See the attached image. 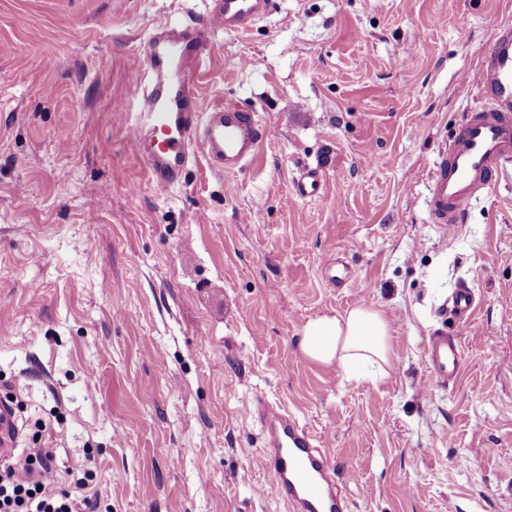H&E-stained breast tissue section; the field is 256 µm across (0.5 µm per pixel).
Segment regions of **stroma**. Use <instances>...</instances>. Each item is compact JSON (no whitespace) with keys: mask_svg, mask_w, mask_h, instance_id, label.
Wrapping results in <instances>:
<instances>
[{"mask_svg":"<svg viewBox=\"0 0 512 512\" xmlns=\"http://www.w3.org/2000/svg\"><path fill=\"white\" fill-rule=\"evenodd\" d=\"M212 0H0V399L15 459L57 480L90 458L112 512H289L265 491L260 393L325 448L349 512H512V162L466 223L427 177L480 100L512 0H275L207 50L203 109L266 127L232 174L204 156L165 195L128 136L131 61ZM126 99L123 111L113 102ZM319 168L321 200L299 198ZM348 279L329 282L325 255ZM477 308L450 309L461 286ZM367 305L393 328L384 380L305 359L306 323ZM464 365L427 388L426 342ZM293 184L296 194L301 198L322 199L328 193L326 180L315 169L300 171ZM18 436L17 426L10 404L1 401L0 405V455L1 458L12 454Z\"/></svg>","mask_w":512,"mask_h":512,"instance_id":"1","label":"stroma"}]
</instances>
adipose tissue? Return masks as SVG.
I'll use <instances>...</instances> for the list:
<instances>
[{
  "instance_id": "adipose-tissue-1",
  "label": "adipose tissue",
  "mask_w": 512,
  "mask_h": 512,
  "mask_svg": "<svg viewBox=\"0 0 512 512\" xmlns=\"http://www.w3.org/2000/svg\"><path fill=\"white\" fill-rule=\"evenodd\" d=\"M392 340V327L385 315L360 305L342 315L310 320L298 345L301 354L312 362L335 365L346 373L358 365L370 364L384 378L393 363Z\"/></svg>"
}]
</instances>
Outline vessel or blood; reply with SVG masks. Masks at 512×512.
<instances>
[{
  "instance_id": "vessel-or-blood-1",
  "label": "vessel or blood",
  "mask_w": 512,
  "mask_h": 512,
  "mask_svg": "<svg viewBox=\"0 0 512 512\" xmlns=\"http://www.w3.org/2000/svg\"><path fill=\"white\" fill-rule=\"evenodd\" d=\"M270 7V0H214L209 17L199 23L158 29L132 63V100L142 108L141 120L130 129L144 154L149 182L156 193L170 192L181 182L184 168L203 154L227 173L253 161L264 140L258 112L225 103L203 110L198 78L204 52L215 30L248 29ZM480 106L467 112L459 131L441 147L428 178V209L436 224L462 223L479 191L487 189L512 159V26L499 25L490 52L479 63ZM296 194L321 199L328 185L314 169L294 179ZM451 307L467 321L475 309L469 287L458 288ZM430 386L445 385L457 376L463 359L458 341L431 337L428 347ZM247 418L264 434L263 463L272 473L270 492L287 501L293 512H340L327 457L311 434L286 410L256 395L247 399ZM17 426L10 404H0V455L10 456Z\"/></svg>"
}]
</instances>
